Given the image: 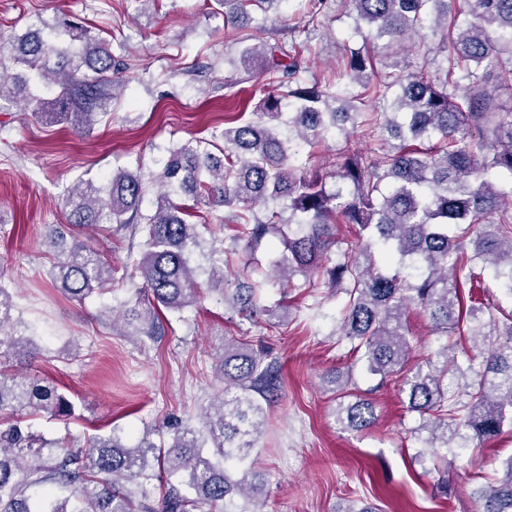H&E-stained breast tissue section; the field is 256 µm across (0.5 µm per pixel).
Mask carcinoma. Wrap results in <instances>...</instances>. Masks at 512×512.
Listing matches in <instances>:
<instances>
[{
  "instance_id": "obj_1",
  "label": "carcinoma",
  "mask_w": 512,
  "mask_h": 512,
  "mask_svg": "<svg viewBox=\"0 0 512 512\" xmlns=\"http://www.w3.org/2000/svg\"><path fill=\"white\" fill-rule=\"evenodd\" d=\"M288 0H217L224 25L241 45L240 82L263 79L272 87L255 120L226 126L210 140H179L160 170L147 177L119 170L104 185L66 189L70 225L52 228L54 283L76 300L112 286V262L101 249L68 239L69 226L128 232L132 259L129 295L118 304L121 335L155 341L165 312L182 313L208 295L250 320L274 309L249 282L255 252L268 236L283 250L270 262L286 288L301 274L308 288H342L347 296L339 332L383 385L401 381L407 411L420 419L424 448L448 449L470 431L491 440L512 429V317L500 322L489 303L463 306L461 288L483 282V272L512 294V112L498 99L512 90V0H349L354 30L364 40L395 45L398 58L377 59L349 50L336 80L302 77V44L279 37L267 6ZM428 29L437 46L413 37ZM423 66L404 60L408 46ZM127 66L109 43L66 14L33 23L0 49V100L9 83L44 84L52 97L29 93L49 123L73 120L92 127L124 86ZM380 109L368 111L366 104ZM366 128L378 147L350 146L349 129ZM340 136L330 166L311 164L317 141ZM158 186L152 210H142L147 184ZM227 210L224 228L234 248L203 250L194 207ZM358 227L342 250L338 225ZM396 257L386 272L376 251ZM249 256L234 269V256ZM231 270V278L222 271ZM205 280H200L201 276ZM416 308L434 334L446 336L475 322L490 346L468 358L475 378L448 390V374L462 367L442 345L410 365L412 342L405 316ZM9 288L0 285V512H261L255 493L265 474L256 468L257 442L278 390L277 362L262 346L224 339L215 365L223 388L205 413L206 431L187 423L169 427L168 439L144 434L134 446L117 430L83 444L49 440L33 429L42 414L68 421L74 404L47 379L16 373L36 353L28 326L15 315ZM333 417L359 433L377 415L370 398L350 399L353 375L334 374ZM166 483L159 495L154 481ZM47 488L45 509L30 488ZM480 512H512V457L499 480L479 485Z\"/></svg>"
}]
</instances>
